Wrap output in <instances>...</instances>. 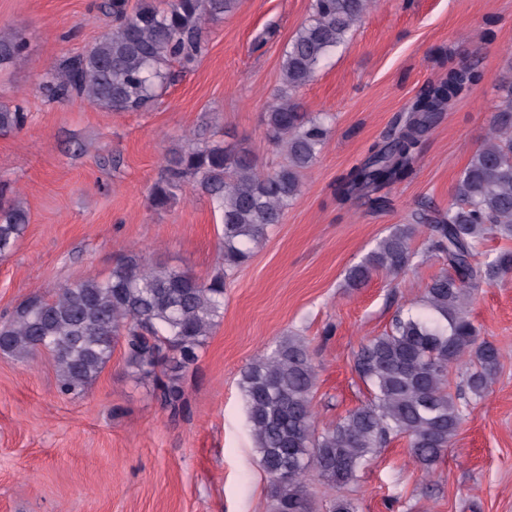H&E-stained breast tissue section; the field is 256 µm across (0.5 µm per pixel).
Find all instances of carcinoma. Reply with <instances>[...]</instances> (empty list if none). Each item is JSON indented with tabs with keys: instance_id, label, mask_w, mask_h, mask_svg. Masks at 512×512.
<instances>
[{
	"instance_id": "carcinoma-1",
	"label": "carcinoma",
	"mask_w": 512,
	"mask_h": 512,
	"mask_svg": "<svg viewBox=\"0 0 512 512\" xmlns=\"http://www.w3.org/2000/svg\"><path fill=\"white\" fill-rule=\"evenodd\" d=\"M374 0H313L312 18L298 28L282 62L276 102L264 114L266 136L286 155L262 172L244 148L219 142L189 144L165 156L151 193L164 208L194 183L223 214V268L207 280L187 269L147 266L136 255L119 260L105 280L87 278L47 299L34 295L0 324V353L25 361L45 350L54 360L58 389L82 395L123 343L127 365L153 378L162 405L174 417L188 401L182 380L194 366L224 306L228 272L250 257V245L280 223L300 192V171L324 148L323 119L302 111L295 92L309 83L324 58L345 42ZM238 0H161L128 8L105 5L112 28L85 54L49 74L40 89L50 100L84 97L107 112H139L172 79L174 62L200 55L203 30L232 12ZM19 33L0 31V68L22 53ZM486 78L465 60L426 84L366 156L331 185L336 201L363 199L382 209V191L410 178L425 134L448 104ZM499 102L491 132L461 172L445 210L421 209L414 223L398 224L345 277L359 288L373 276L397 275L411 266L415 225L427 226L423 254L440 256L448 270L427 284L416 310L397 315L389 330L362 344L354 369L371 400L322 428L315 424L316 370L308 343L295 334L266 347L242 372L244 397L258 465L270 486L271 512H315L304 484L313 472L328 487L345 489L377 449L403 436L413 460L431 471L450 447L463 408L488 392L503 353L479 336L468 307L479 288L512 273V251L480 259L490 238L512 239V77L498 80ZM23 107L0 105V131L27 124ZM29 224L27 209L0 182V257L9 254ZM454 366L465 367L450 387Z\"/></svg>"
}]
</instances>
